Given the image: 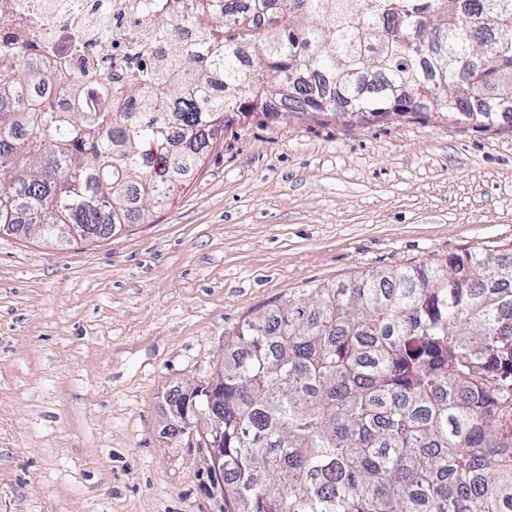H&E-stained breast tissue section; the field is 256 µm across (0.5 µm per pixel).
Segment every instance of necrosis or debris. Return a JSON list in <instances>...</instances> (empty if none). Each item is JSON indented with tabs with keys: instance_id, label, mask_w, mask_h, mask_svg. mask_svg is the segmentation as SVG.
Here are the masks:
<instances>
[{
	"instance_id": "1",
	"label": "necrosis or debris",
	"mask_w": 512,
	"mask_h": 512,
	"mask_svg": "<svg viewBox=\"0 0 512 512\" xmlns=\"http://www.w3.org/2000/svg\"><path fill=\"white\" fill-rule=\"evenodd\" d=\"M172 0H0V58L21 56L55 74L25 98L108 100L168 51L158 31L175 23Z\"/></svg>"
}]
</instances>
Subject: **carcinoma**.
<instances>
[{"label":"carcinoma","mask_w":512,"mask_h":512,"mask_svg":"<svg viewBox=\"0 0 512 512\" xmlns=\"http://www.w3.org/2000/svg\"><path fill=\"white\" fill-rule=\"evenodd\" d=\"M175 4L193 37L164 30L168 53L110 105L27 104L37 76L0 61V230L75 224L92 242L143 221L226 112L512 116V0ZM163 401L224 449V512H512V260L315 284L241 326L216 386Z\"/></svg>","instance_id":"carcinoma-1"}]
</instances>
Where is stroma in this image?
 Returning a JSON list of instances; mask_svg holds the SVG:
<instances>
[{
  "label": "stroma",
  "instance_id": "stroma-1",
  "mask_svg": "<svg viewBox=\"0 0 512 512\" xmlns=\"http://www.w3.org/2000/svg\"><path fill=\"white\" fill-rule=\"evenodd\" d=\"M512 249V121L230 119L171 205L91 243L0 235V512H224L166 391L319 282Z\"/></svg>",
  "mask_w": 512,
  "mask_h": 512
}]
</instances>
